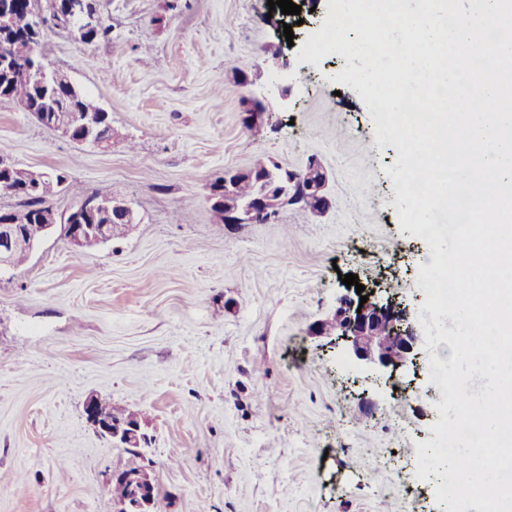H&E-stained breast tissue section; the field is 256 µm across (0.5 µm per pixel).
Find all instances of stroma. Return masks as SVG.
Masks as SVG:
<instances>
[{"label":"stroma","mask_w":512,"mask_h":512,"mask_svg":"<svg viewBox=\"0 0 512 512\" xmlns=\"http://www.w3.org/2000/svg\"><path fill=\"white\" fill-rule=\"evenodd\" d=\"M267 2L98 0L109 39L45 30L46 64L110 114V149L0 104L1 156L123 198L140 218L91 249L53 232L0 271V512H117L112 475L131 458L87 424L92 394L150 420L161 512H447L416 477L417 445L441 419L422 374L439 346H417L377 378L337 337L309 333L349 273L433 322L418 278L433 252L400 228L386 173L398 150L377 142L358 90L332 83L348 66L337 53L296 64L287 108L251 135L240 99L274 75L264 46L297 56L325 20ZM258 154L293 169L318 156L332 208L223 223L206 200L211 181ZM372 391L370 417L360 398Z\"/></svg>","instance_id":"35a3bbf8"}]
</instances>
